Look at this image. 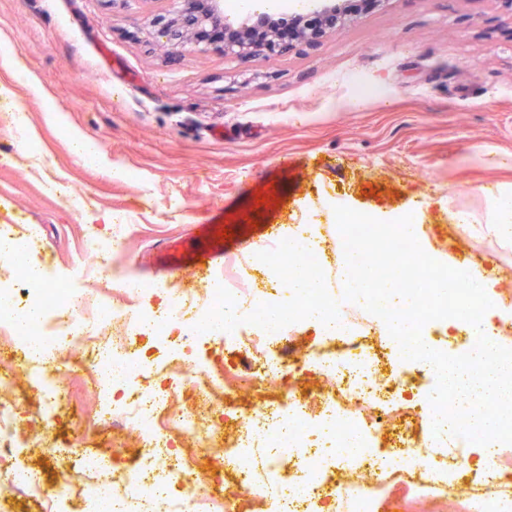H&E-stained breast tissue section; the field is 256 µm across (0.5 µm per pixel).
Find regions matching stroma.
Here are the masks:
<instances>
[{"instance_id":"1","label":"stroma","mask_w":512,"mask_h":512,"mask_svg":"<svg viewBox=\"0 0 512 512\" xmlns=\"http://www.w3.org/2000/svg\"><path fill=\"white\" fill-rule=\"evenodd\" d=\"M180 0H0L1 114L22 107L29 145L0 119V226L36 229L38 260L66 274L92 238L120 236L126 274L167 288L208 279L168 275L149 256L161 239L225 222L230 256L270 233L311 228L336 254L335 207L391 221L412 215L437 261L488 272L512 294V243L492 228L512 194V11L497 0H372L314 46L247 63L219 43L166 47L162 23ZM39 82L32 93L13 69ZM358 71L387 88L358 102ZM94 145L96 165L84 150ZM130 170L127 178L114 168ZM468 214L464 229L458 214ZM85 371L62 369L51 424L29 427L20 463L64 481L90 451L122 468L135 437L93 420L100 397ZM0 378L22 419L39 403L20 354L0 345Z\"/></svg>"}]
</instances>
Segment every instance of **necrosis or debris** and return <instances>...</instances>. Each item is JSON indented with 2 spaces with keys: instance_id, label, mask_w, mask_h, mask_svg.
<instances>
[{
  "instance_id": "1",
  "label": "necrosis or debris",
  "mask_w": 512,
  "mask_h": 512,
  "mask_svg": "<svg viewBox=\"0 0 512 512\" xmlns=\"http://www.w3.org/2000/svg\"><path fill=\"white\" fill-rule=\"evenodd\" d=\"M116 245L107 239L93 242L81 261L82 287L67 279L48 276L44 270L12 267L15 247L0 237V261L6 262L0 280V340L14 345L37 379L47 400L37 416L50 421L63 397L54 375L56 351L67 341L91 349L94 360L88 376L94 385L126 386L127 398L114 406V431H137L147 442L144 462L122 471L101 463L96 455L81 457L77 478L48 487L37 471L14 468L7 490L43 500L46 512H60L70 495H77L81 512H100L111 501L112 512H260L274 501L277 512H312L316 503L334 501L335 512H512V462L475 475L456 485L439 482L437 475L466 463L472 445L464 439L423 429L420 437L406 439L403 448L386 453L383 436L397 432L409 413L404 388L416 385L431 394L436 385L432 366L389 354L391 370L382 374L384 358L370 353L367 340L374 321L359 304L343 301L334 288L294 292L281 303L277 292L288 289L295 275L325 278V249L314 241L297 240L294 249L264 244L249 256L233 258L214 287L189 296L171 290L160 312L146 302L159 289L149 280H122L106 258ZM260 270L272 285L258 289L252 275ZM123 281L116 293L106 292L100 281ZM288 308L293 319L319 318L336 325V351L317 350L303 355L290 346L282 352L285 368L274 365L272 346L282 335L274 314ZM113 327L112 336H97L100 328ZM212 329L224 333L227 353H246L243 370L220 369L194 361L176 368L174 392L146 387L152 374L147 360L136 357L135 337L169 339L176 359L192 335ZM300 376L313 378L303 396L287 393L277 407L268 400H246L243 409L224 406L232 390L261 389ZM202 395L206 413L181 401L184 390ZM234 425L236 438L220 439L219 422ZM191 441L208 460L232 465L239 492L227 497L206 475L190 465L186 454L170 452V431ZM319 433L321 444L310 436ZM358 434L361 447L346 455L343 442ZM27 437L15 402L0 384V462L16 457ZM345 458L344 478H337L332 461Z\"/></svg>"
}]
</instances>
